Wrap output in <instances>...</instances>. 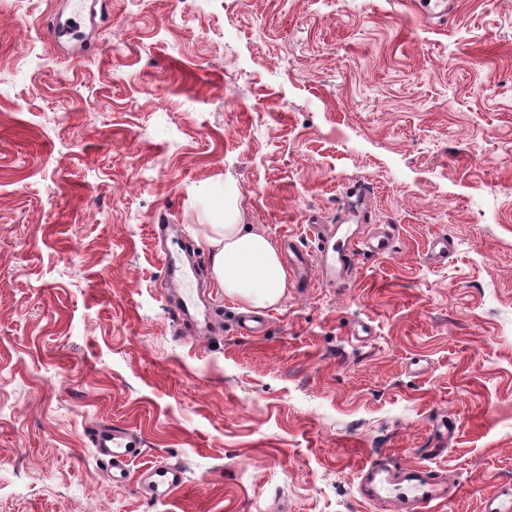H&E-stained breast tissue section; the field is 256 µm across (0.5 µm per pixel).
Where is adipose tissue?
<instances>
[{"label":"adipose tissue","mask_w":512,"mask_h":512,"mask_svg":"<svg viewBox=\"0 0 512 512\" xmlns=\"http://www.w3.org/2000/svg\"><path fill=\"white\" fill-rule=\"evenodd\" d=\"M212 258V284L251 310L274 307L287 288L280 254L264 234L233 220L214 224L203 239Z\"/></svg>","instance_id":"1"}]
</instances>
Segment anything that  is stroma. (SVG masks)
<instances>
[{
	"label": "stroma",
	"instance_id": "obj_1",
	"mask_svg": "<svg viewBox=\"0 0 512 512\" xmlns=\"http://www.w3.org/2000/svg\"><path fill=\"white\" fill-rule=\"evenodd\" d=\"M51 9L0 0V512H387L358 491L377 456L458 484L440 512L512 484V0H112L78 56ZM354 184L389 252L346 288L287 266L240 335L206 225L232 200L284 257ZM159 220L218 313L194 333ZM103 424L184 490L113 482ZM163 270L168 274L175 290L179 292L181 299L174 307L175 315L178 321H185L188 311V304L192 302V288H188L190 277L185 273H178L177 251L163 250L159 251ZM178 277V278H175ZM138 483L149 493V498L165 503L171 501L184 487V474L177 466L169 463H156L138 471Z\"/></svg>",
	"mask_w": 512,
	"mask_h": 512
}]
</instances>
